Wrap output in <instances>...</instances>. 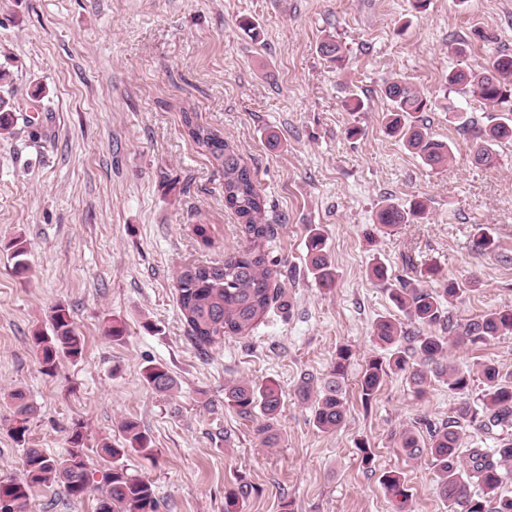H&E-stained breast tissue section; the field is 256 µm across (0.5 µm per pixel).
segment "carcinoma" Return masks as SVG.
<instances>
[{
  "label": "carcinoma",
  "mask_w": 512,
  "mask_h": 512,
  "mask_svg": "<svg viewBox=\"0 0 512 512\" xmlns=\"http://www.w3.org/2000/svg\"><path fill=\"white\" fill-rule=\"evenodd\" d=\"M319 54L327 62L342 66L345 51L340 43L327 37L319 44ZM484 72L485 78L471 70L458 69L448 73V85L464 93H473L489 107L504 104L512 98V55L496 56ZM385 96L390 107L385 114V130L431 168L450 162L453 148L445 141L430 135L418 124L417 114L430 110V101L409 82L393 78L386 82ZM20 105L0 97V138L15 134L14 118ZM462 126L470 127L475 140L473 158L484 166L497 160L494 146L512 141V113L504 112L490 126L470 125V120L457 113ZM182 125L193 144L207 156L224 175V202L240 220L243 241L221 263L189 262L174 272L177 304L191 343L200 351L218 345L227 337L246 336L264 319L276 302L281 300L282 288L273 269L268 266L262 242L274 235L269 223L266 201L252 174L250 165L239 148L224 140V135L197 120V114L182 112ZM426 211L422 201L406 210L388 203L377 212V223L390 227L411 224ZM14 270L23 275L28 271L24 256L25 241L18 237L11 245ZM308 270L322 287L329 288L336 280V270L329 258L324 235L316 227L307 236ZM439 287L428 290L414 287L401 280L389 296L406 321L382 318L375 323V340L392 348L391 357L383 360L373 356L366 361L360 379V393L369 401L391 374L401 375L414 386L418 395L425 393L431 382H441L457 396L453 415L439 426L429 427L427 436L406 429L399 433V447L410 456L427 453L436 474V493L448 504V512H512V495L502 493L504 478L512 465V439H498V448H470L465 457L459 448L466 428L474 427L486 434L504 433L512 428V373H504L491 360L477 362L466 369L450 358L455 346L486 345L499 336L512 335V308L504 307L471 318L452 320L445 315V304L460 299L471 281L454 276L439 278ZM50 331H33L31 344L40 356L44 373H51L62 358L76 361L83 356L85 338L78 331L71 312L63 304L50 311ZM417 325L418 333L410 335L406 323ZM448 324V335L440 336L434 327ZM414 342L412 349L402 342ZM350 352H337L331 377L324 383L314 401V423L323 432L340 427L346 416L345 393L341 379L349 364ZM142 378L154 392H172L177 382L161 363L144 366ZM481 381L483 389L478 398H471L473 386ZM13 404L11 433L18 442H26L28 418L33 412L26 392L14 389L8 393ZM228 407L245 419L255 413L264 417L258 434L264 442L276 441L273 422L281 411V392L273 382L257 385L239 381L225 389ZM126 445L118 448L109 441L101 450L111 460H118L133 450L143 457H155L151 439L138 423L126 420L122 425ZM67 454L53 458L41 448H24V469L20 477L0 480V496L9 498L10 512H27L34 488L52 482L63 484L68 495L79 498L91 490L97 491L96 512H159L160 502L152 483L127 474L116 466L107 469L101 480L94 479L84 448V433L79 427L71 430ZM476 480L480 493L470 491V480ZM381 484L391 494L395 512H406L410 495L404 488L400 473L387 471ZM254 486L239 482L225 490L224 512H240V502L247 499Z\"/></svg>",
  "instance_id": "cac0c4a2"
}]
</instances>
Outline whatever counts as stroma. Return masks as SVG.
Masks as SVG:
<instances>
[{
  "instance_id": "stroma-1",
  "label": "stroma",
  "mask_w": 512,
  "mask_h": 512,
  "mask_svg": "<svg viewBox=\"0 0 512 512\" xmlns=\"http://www.w3.org/2000/svg\"><path fill=\"white\" fill-rule=\"evenodd\" d=\"M259 25L252 39L240 23ZM346 46L344 70L318 53L325 35ZM466 39L464 55L454 40ZM512 53V0H0V67L13 82L0 96L41 106L42 136L24 124L0 138V479L21 473L24 446L65 455L74 426L96 471L100 438L123 443L136 421L155 459L128 452V473L148 478L160 512H224V490L253 485L242 512H393L380 483L400 473L412 512H448L428 457H408L394 437L447 420L457 398L433 383L416 396L386 377L370 405L358 380L369 357L389 356L372 330L399 317L389 289L406 280L434 288L428 268L475 278L450 307L465 319L512 306V142L498 161L475 164L472 140L454 110L483 126L499 109L448 85L451 69L481 70ZM401 77L432 100L419 117L451 143L450 165L428 168L384 131L382 88ZM364 102L349 112L343 101ZM222 132L243 153L270 215L279 217L263 248L276 263L285 306L273 307L249 335L198 352L177 306L173 273L188 260L220 261L242 241L224 206V177L185 136L183 110ZM356 126L358 137L346 131ZM281 139L266 146L268 133ZM428 209L414 224L376 222L387 203ZM210 229L203 246L196 225ZM497 247L474 251L477 226ZM318 227L336 268L332 288L306 266L309 227ZM22 237L30 270L16 275L9 243ZM388 269L387 284L368 275ZM68 306L86 342L82 359L44 374L31 345L48 315ZM123 340L103 334L107 320ZM352 351L344 387L347 414L332 432L314 424L312 401L297 387L329 376L336 352ZM463 367L489 359L512 372V335L482 347H456ZM178 381L163 396L142 380L147 361ZM238 380L274 382L282 392L279 442L224 403ZM35 406L25 443L10 432L9 391ZM373 454L361 462L360 446ZM94 495L69 496L61 484L36 487L29 512H95Z\"/></svg>"
}]
</instances>
